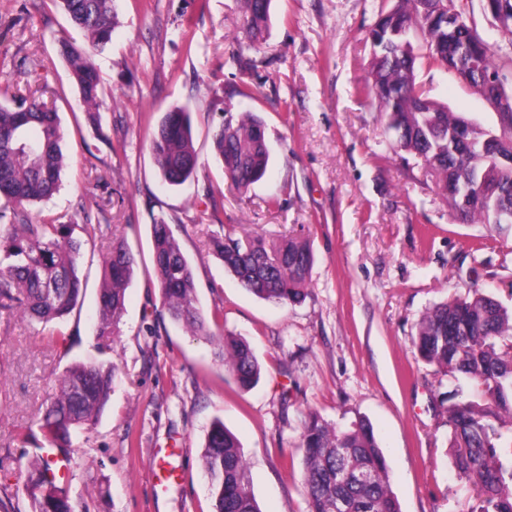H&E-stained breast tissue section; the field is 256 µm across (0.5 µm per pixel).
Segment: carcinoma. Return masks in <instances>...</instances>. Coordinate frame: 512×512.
<instances>
[{
  "mask_svg": "<svg viewBox=\"0 0 512 512\" xmlns=\"http://www.w3.org/2000/svg\"><path fill=\"white\" fill-rule=\"evenodd\" d=\"M55 2L82 35L80 42L60 38L58 53L78 88L87 119L96 125L103 89L95 55L112 41L115 0ZM271 4L272 0H241L244 39L236 40V54L268 32ZM447 14L448 0H394L390 8L381 9L366 33L374 55L364 89L377 103L388 130L396 134L397 146L426 159L455 220L498 226L500 214L512 211V168L482 154L478 145L493 135L511 150L512 124L484 128L432 99L416 80L420 67L448 70V27L443 23ZM499 31L508 40L494 47L467 27L483 75L457 69V76L493 107L500 104L493 83L512 90V24ZM462 125L467 142L460 155L450 157L448 140L456 138ZM63 141L58 112L40 98H24L16 108L0 104V307L18 309L45 324L64 321L85 294L75 228L90 239L99 230L97 224L78 225L62 215L30 217V208L48 202L62 187ZM212 141L225 177L239 191H248L266 175L271 151L256 112L228 106ZM150 149L168 185L179 186L193 176L198 153L187 107L177 106L163 115ZM464 187L471 193L466 207L457 195ZM151 238L154 276L170 320L194 336L214 335L210 324H219L221 313L216 310L212 320L206 319L192 265L164 219L151 224ZM211 243L224 268L249 293L281 305L304 301L313 264L307 240L243 243L220 233L211 237ZM134 266L127 243L113 242L103 260L97 293L102 334L118 331ZM219 342L238 387L252 389L260 379L261 364L250 345L232 335L220 336ZM413 347L421 360L450 375H463L474 388V398L464 399L457 390L441 400L457 466L474 486L469 512H512V309L478 290L467 298H452L425 312ZM111 388L112 366H68L38 423L50 449L68 451L72 434L96 423ZM301 448L309 512H334L338 501L344 502V512H401L368 419L360 417L342 430L310 413L303 423ZM201 459L213 512H261L241 445L223 422L213 423ZM36 465L37 479L23 490L32 512H72L67 487L47 477L52 458L38 455Z\"/></svg>",
  "mask_w": 512,
  "mask_h": 512,
  "instance_id": "carcinoma-1",
  "label": "carcinoma"
}]
</instances>
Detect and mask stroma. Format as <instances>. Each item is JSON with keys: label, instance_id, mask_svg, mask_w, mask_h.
I'll return each instance as SVG.
<instances>
[{"label": "stroma", "instance_id": "1", "mask_svg": "<svg viewBox=\"0 0 512 512\" xmlns=\"http://www.w3.org/2000/svg\"><path fill=\"white\" fill-rule=\"evenodd\" d=\"M386 0H273L272 23L232 60L238 0H118L112 43L95 61L101 124L79 105L60 37L79 32L55 0H0V54L18 94L39 89L64 131L63 186L45 208L99 225L80 259L84 301L63 324L0 308V499L30 512L36 472L27 430L65 368L114 367L110 401L72 437L75 512H211L200 452L214 420L239 439L262 512H308L302 425L372 423L401 512H468L473 486L455 462L440 399L454 378L412 347L426 310L473 290L512 308V234L457 224L424 163L395 152L375 103L357 88L371 62L364 37ZM449 110L493 128L495 112L462 80L420 69ZM250 84L254 97L235 96ZM264 119L273 165L247 194L224 177L212 135L226 103ZM191 111L199 165L172 189L150 141L164 112ZM164 218L190 261L204 312L245 338L263 365L240 390L215 345L171 322L153 275L150 226ZM240 239L307 238L314 264L302 303L246 292L211 252L219 230ZM116 238L135 259L117 334H100L96 289Z\"/></svg>", "mask_w": 512, "mask_h": 512}]
</instances>
